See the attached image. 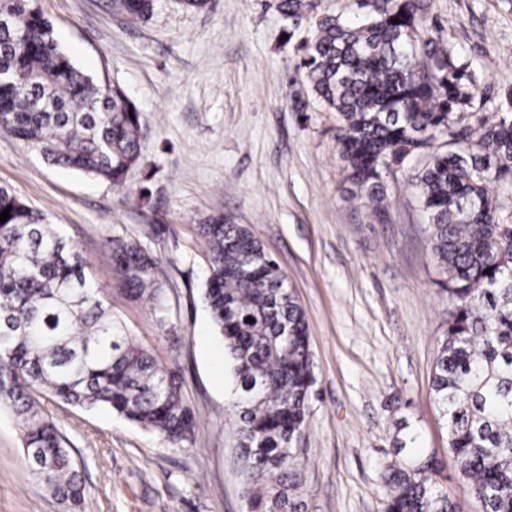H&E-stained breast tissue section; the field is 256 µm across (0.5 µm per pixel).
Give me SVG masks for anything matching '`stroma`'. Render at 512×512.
Returning <instances> with one entry per match:
<instances>
[{"mask_svg":"<svg viewBox=\"0 0 512 512\" xmlns=\"http://www.w3.org/2000/svg\"><path fill=\"white\" fill-rule=\"evenodd\" d=\"M86 73L120 85L143 128L123 185L48 164L0 135V185L56 224L107 291L115 318L175 367L196 429L170 448L106 409L46 402L86 486L77 512H247L224 344L203 301L199 224L221 213L277 259L308 322L315 385L296 459L303 512H386L384 467L434 457L461 512L480 502L449 455L431 392L449 302L414 186L426 165L389 179L377 219L351 200L335 113L310 103L277 0H210L202 11L153 0L131 21L112 0H31ZM473 59L479 93L512 88V0H433ZM138 243L158 261L166 324L114 280L105 242ZM31 475L10 411L0 409V512H67Z\"/></svg>","mask_w":512,"mask_h":512,"instance_id":"1","label":"stroma"}]
</instances>
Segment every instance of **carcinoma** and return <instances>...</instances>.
<instances>
[{
	"label": "carcinoma",
	"mask_w": 512,
	"mask_h": 512,
	"mask_svg": "<svg viewBox=\"0 0 512 512\" xmlns=\"http://www.w3.org/2000/svg\"><path fill=\"white\" fill-rule=\"evenodd\" d=\"M350 17L315 0H278L292 24L314 20L299 46L311 96L338 116L336 141L352 194L386 214V182L446 140L417 172L441 287L452 308L432 375L448 452L484 512H512V223L491 188L512 190V91L486 113L474 62L446 28L428 27L431 0H353ZM134 21L152 0H114ZM0 132L53 166L114 185L141 155L138 110L123 90L79 70L30 0H0ZM0 406L15 416L43 490L81 504V473L42 401L103 407L180 448L196 422L179 372L158 363L112 316L79 251L0 186ZM209 253L204 302L231 361L250 512H301L291 445L314 386L309 326L279 264L248 228L200 225ZM112 269L166 323L156 260L112 239ZM252 321H247V318ZM433 458L388 468L386 512H459Z\"/></svg>",
	"instance_id": "obj_1"
}]
</instances>
